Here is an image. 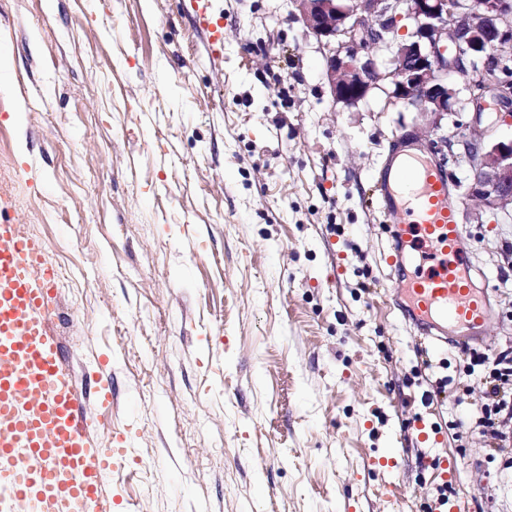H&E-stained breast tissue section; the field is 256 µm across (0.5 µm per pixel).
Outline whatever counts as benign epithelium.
<instances>
[{
  "label": "benign epithelium",
  "mask_w": 512,
  "mask_h": 512,
  "mask_svg": "<svg viewBox=\"0 0 512 512\" xmlns=\"http://www.w3.org/2000/svg\"><path fill=\"white\" fill-rule=\"evenodd\" d=\"M326 59L333 101L355 106L380 90L387 105L403 103L429 117L433 129L455 109L474 113L491 104L512 106V79L494 74L480 55L485 45H512V0H485L486 13L469 26L470 9L448 10V0H291ZM407 18L414 28L399 40L395 26ZM388 55L381 68L371 53ZM466 77V97L448 85V73ZM456 160L473 173L468 195L488 208L512 205V140L465 143Z\"/></svg>",
  "instance_id": "1"
}]
</instances>
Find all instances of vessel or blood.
I'll list each match as a JSON object with an SVG mask.
<instances>
[{
  "mask_svg": "<svg viewBox=\"0 0 512 512\" xmlns=\"http://www.w3.org/2000/svg\"><path fill=\"white\" fill-rule=\"evenodd\" d=\"M453 189L420 148L393 153L379 180L386 264L422 331L450 323L471 336L490 309L474 286ZM55 278L46 243L24 223L0 221V512H112L105 481L126 450L101 446L91 429L92 407L112 403L109 362L98 361L94 403L82 402L54 334Z\"/></svg>",
  "mask_w": 512,
  "mask_h": 512,
  "instance_id": "vessel-or-blood-1",
  "label": "vessel or blood"
}]
</instances>
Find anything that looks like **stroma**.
<instances>
[{"instance_id": "stroma-1", "label": "stroma", "mask_w": 512, "mask_h": 512, "mask_svg": "<svg viewBox=\"0 0 512 512\" xmlns=\"http://www.w3.org/2000/svg\"><path fill=\"white\" fill-rule=\"evenodd\" d=\"M212 9L219 48L194 0H0V201L48 245L79 374L112 362L114 512H512V418L482 431L471 368L512 361V205L445 159L492 314L430 354L375 186L438 131L379 91L333 104L291 0ZM444 125L512 139L496 110Z\"/></svg>"}]
</instances>
